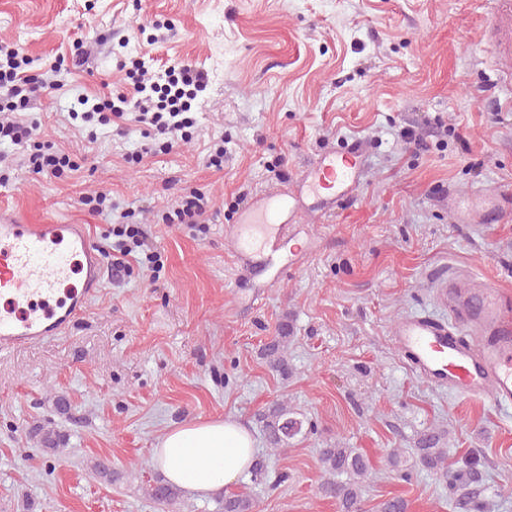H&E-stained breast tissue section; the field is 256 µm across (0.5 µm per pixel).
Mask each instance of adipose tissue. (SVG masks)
Segmentation results:
<instances>
[{
	"mask_svg": "<svg viewBox=\"0 0 512 512\" xmlns=\"http://www.w3.org/2000/svg\"><path fill=\"white\" fill-rule=\"evenodd\" d=\"M255 442L237 420H197L169 428L153 450L167 479L189 493L207 497L251 470Z\"/></svg>",
	"mask_w": 512,
	"mask_h": 512,
	"instance_id": "obj_1",
	"label": "adipose tissue"
}]
</instances>
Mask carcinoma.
<instances>
[{"label": "carcinoma", "mask_w": 512, "mask_h": 512, "mask_svg": "<svg viewBox=\"0 0 512 512\" xmlns=\"http://www.w3.org/2000/svg\"><path fill=\"white\" fill-rule=\"evenodd\" d=\"M288 339V329H283L278 339L264 349L268 366L278 372L286 371L283 356L284 343ZM301 430V422L290 416L284 405H276L267 416L266 434L269 444L275 450L288 446V441ZM423 467L441 471L448 468L446 437L438 431L422 434L416 448ZM322 464L327 478L321 484L324 496L338 500L341 512H359L361 484L369 471L364 455L353 448H324L321 452ZM481 480L477 463L469 461L455 472V481L472 485ZM177 495V489L169 484L158 482L151 487V497L160 504L170 502ZM254 503L244 493H233L224 497V512H252Z\"/></svg>", "instance_id": "cac0c4a2"}]
</instances>
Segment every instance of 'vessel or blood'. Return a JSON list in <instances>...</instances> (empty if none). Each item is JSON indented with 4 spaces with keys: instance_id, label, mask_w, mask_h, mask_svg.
Masks as SVG:
<instances>
[{
    "instance_id": "obj_1",
    "label": "vessel or blood",
    "mask_w": 512,
    "mask_h": 512,
    "mask_svg": "<svg viewBox=\"0 0 512 512\" xmlns=\"http://www.w3.org/2000/svg\"><path fill=\"white\" fill-rule=\"evenodd\" d=\"M488 37L494 69L512 86V0H491ZM366 156L356 144L320 156L296 190L269 193L242 207L226 239L237 263L261 270L268 284L296 264L285 255L288 230L303 211L334 213L359 186ZM459 223L494 220L503 198L488 193L448 197ZM104 265L81 224H23L0 212V352L62 334L101 288ZM434 300L447 319L414 314L392 331L415 372L466 398L512 402V292L456 274L436 281Z\"/></svg>"
}]
</instances>
